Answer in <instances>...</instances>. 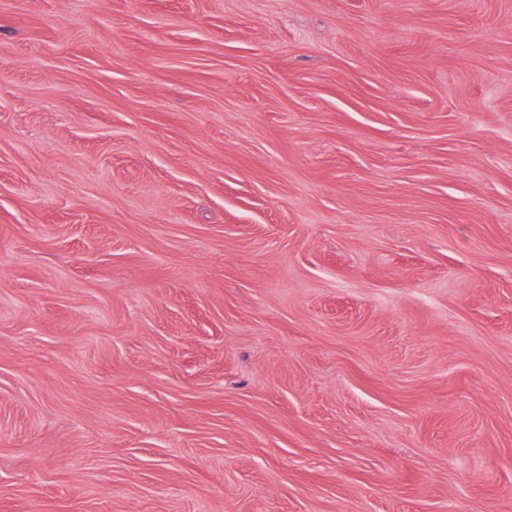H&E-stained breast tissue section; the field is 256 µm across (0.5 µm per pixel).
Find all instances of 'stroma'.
<instances>
[{
	"instance_id": "obj_1",
	"label": "stroma",
	"mask_w": 512,
	"mask_h": 512,
	"mask_svg": "<svg viewBox=\"0 0 512 512\" xmlns=\"http://www.w3.org/2000/svg\"><path fill=\"white\" fill-rule=\"evenodd\" d=\"M0 512H512V0H0Z\"/></svg>"
}]
</instances>
